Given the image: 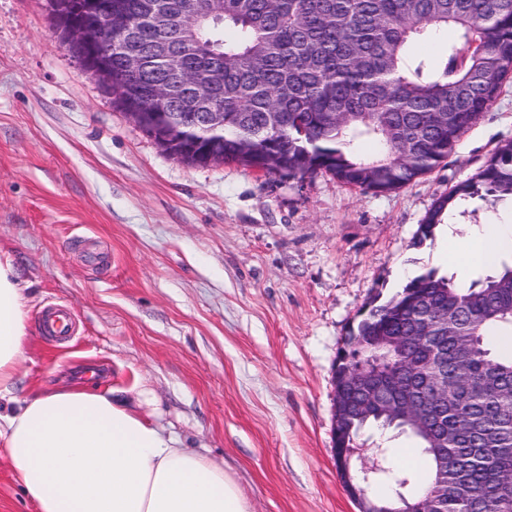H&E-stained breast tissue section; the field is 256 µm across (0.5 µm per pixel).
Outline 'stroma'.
<instances>
[{
    "mask_svg": "<svg viewBox=\"0 0 512 512\" xmlns=\"http://www.w3.org/2000/svg\"><path fill=\"white\" fill-rule=\"evenodd\" d=\"M47 0H0V251L19 273L29 332L19 394L89 387L224 465L253 512H359L337 472L333 365L374 297L453 270L482 224L417 231L453 185L512 140V80L448 159L390 193L326 175L189 167L113 107L58 37ZM75 319L65 341L43 311ZM0 512H36L0 449Z\"/></svg>",
    "mask_w": 512,
    "mask_h": 512,
    "instance_id": "stroma-1",
    "label": "stroma"
}]
</instances>
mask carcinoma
Wrapping results in <instances>:
<instances>
[{
	"instance_id": "obj_1",
	"label": "carcinoma",
	"mask_w": 512,
	"mask_h": 512,
	"mask_svg": "<svg viewBox=\"0 0 512 512\" xmlns=\"http://www.w3.org/2000/svg\"><path fill=\"white\" fill-rule=\"evenodd\" d=\"M130 9L122 31L104 24L79 32L130 46L138 68L124 73L112 55L114 105L138 93L144 112L159 113L171 141L204 135L205 113H224V162L263 168L293 179L326 174L363 193L399 190L430 173L488 112L512 79V0H112ZM206 12L204 27L188 18ZM453 29L456 40L435 61L411 45ZM199 73L183 86L176 74ZM169 87L165 104L154 87ZM372 143L377 150L364 153ZM478 197L512 203V140L502 142L476 177L454 185L420 225L419 240ZM433 331L399 357L383 380L417 385L396 389L436 409L448 428V471H439L432 435L383 407L336 430V445L376 425L413 440L420 470L391 465L382 448L375 482L423 486L416 504L444 481L433 512H512V351L489 340L512 331V263L463 287L435 270L411 279L385 301L372 300L348 331L362 337L367 358L385 356L386 336ZM442 345V361L432 351ZM467 392L443 397L429 387L439 376Z\"/></svg>"
}]
</instances>
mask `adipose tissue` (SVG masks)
I'll use <instances>...</instances> for the list:
<instances>
[{"label":"adipose tissue","instance_id":"1","mask_svg":"<svg viewBox=\"0 0 512 512\" xmlns=\"http://www.w3.org/2000/svg\"><path fill=\"white\" fill-rule=\"evenodd\" d=\"M28 328L16 266L0 255V397L17 386ZM0 445L37 512H251L223 467L88 387L19 399L0 413Z\"/></svg>","mask_w":512,"mask_h":512}]
</instances>
